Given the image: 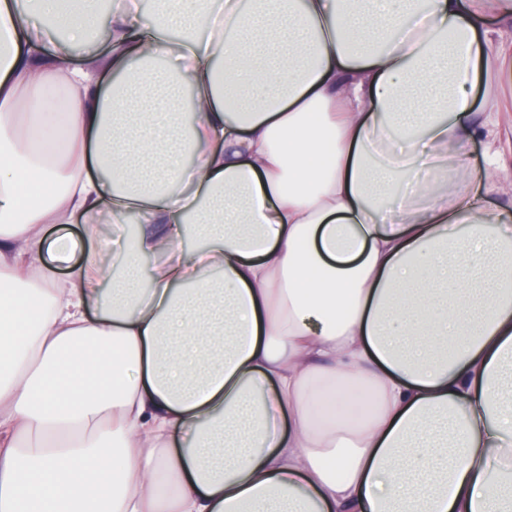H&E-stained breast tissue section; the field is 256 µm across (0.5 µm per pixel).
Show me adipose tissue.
I'll use <instances>...</instances> for the list:
<instances>
[{
    "instance_id": "obj_1",
    "label": "adipose tissue",
    "mask_w": 512,
    "mask_h": 512,
    "mask_svg": "<svg viewBox=\"0 0 512 512\" xmlns=\"http://www.w3.org/2000/svg\"><path fill=\"white\" fill-rule=\"evenodd\" d=\"M214 17L0 0V512H512V0ZM500 143L506 166L502 169L498 191L490 200L501 207H512V112L507 113L500 130ZM95 219H97L96 221L100 227L101 225H104V229L101 228L98 240L91 246L97 249L105 260H111L113 248L119 240L123 242L126 234L125 227L121 225H126L128 223L115 224L108 216L105 215L96 216L93 221Z\"/></svg>"
}]
</instances>
